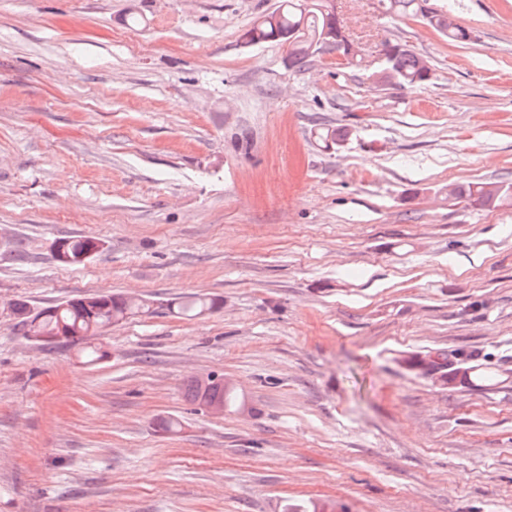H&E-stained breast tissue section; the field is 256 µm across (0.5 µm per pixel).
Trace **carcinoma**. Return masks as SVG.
<instances>
[{
    "mask_svg": "<svg viewBox=\"0 0 512 512\" xmlns=\"http://www.w3.org/2000/svg\"><path fill=\"white\" fill-rule=\"evenodd\" d=\"M382 8L388 14L412 16L420 18L437 32L448 38L450 42L464 43L471 40V31L461 25H448V13L432 10L427 6V0H379ZM327 6L325 0H278L273 9L278 17L277 24L267 20L268 14L255 19L242 36L243 44L254 46L264 43L287 47L288 65L292 68L302 69L312 62L310 42L316 35L328 28L333 32L335 42L345 41L346 28L343 21L332 16L330 11H322ZM400 42L387 40L383 42V50L392 48L395 52V66L398 71V80L409 87H417L427 82L420 73V55L411 49L398 48ZM348 132L323 125L317 128L318 141L329 147L344 140ZM485 183L467 182L455 186V198L463 199L476 205H483V200L492 201L495 208L512 205V183L497 184L496 196H485ZM64 249V255L54 254L55 259L66 266H79L86 262L84 255L89 252L95 254L102 251L96 247L98 239L88 236L62 237L56 239ZM166 307L172 314L181 317H198L211 313L220 308V300L206 294H195L175 298L167 302ZM16 325L23 333L29 336L32 328L40 330L63 332L62 342L79 347L80 351L91 357V361L105 358L91 342V337L112 325L120 324L130 318L146 317L155 313L154 300L148 297L131 299L117 292L93 293L71 298L57 304L48 305L39 309L30 307L24 300H18L9 306ZM495 378L492 371H483L474 366L465 368L463 376L454 372L446 374L445 384L457 383L476 385V382L489 381ZM189 396L195 402L204 399L218 398L224 405L236 401L234 391L224 388L218 381L210 382L207 388L195 383L189 388ZM334 506L332 502H314L306 504H285L282 512H325L324 506Z\"/></svg>",
    "mask_w": 512,
    "mask_h": 512,
    "instance_id": "carcinoma-1",
    "label": "carcinoma"
}]
</instances>
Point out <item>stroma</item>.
Listing matches in <instances>:
<instances>
[{"label":"stroma","instance_id":"1","mask_svg":"<svg viewBox=\"0 0 512 512\" xmlns=\"http://www.w3.org/2000/svg\"><path fill=\"white\" fill-rule=\"evenodd\" d=\"M275 2L0 0V512H512V206L446 192L512 182V0H429L465 44L334 0L364 65L303 70L240 42ZM387 40L431 80L378 81ZM71 235L104 248L65 266ZM102 292L157 311L92 365L9 310ZM194 293L223 304L168 313ZM438 350L497 385L399 362ZM214 373L220 417L186 398ZM456 369H464L465 373L461 378H458V375L453 370H447L445 385H455L457 383L467 384L469 386H483L481 384H477V381L484 382L489 381L495 378V373L492 371H482L481 368H476V366L470 367H458ZM449 372V373H448Z\"/></svg>","mask_w":512,"mask_h":512}]
</instances>
